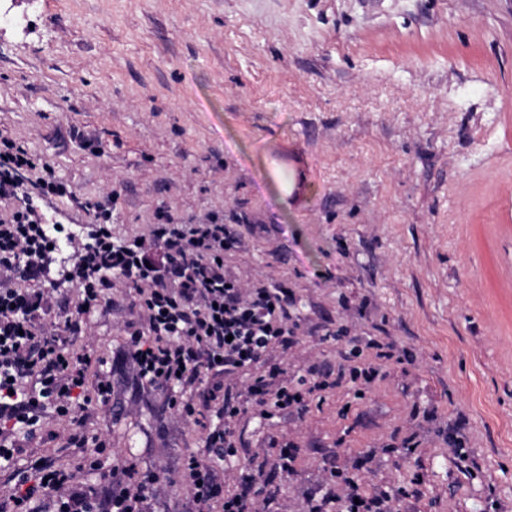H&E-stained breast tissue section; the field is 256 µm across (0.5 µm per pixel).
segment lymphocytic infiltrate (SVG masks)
I'll list each match as a JSON object with an SVG mask.
<instances>
[{
	"mask_svg": "<svg viewBox=\"0 0 512 512\" xmlns=\"http://www.w3.org/2000/svg\"><path fill=\"white\" fill-rule=\"evenodd\" d=\"M37 164L22 147L0 145V200L12 201L0 217V468L11 465L23 448L17 436L37 426L46 410L72 416L69 441L87 442L77 414L91 401L109 403L112 383L88 385L90 353L64 349V337L78 330L84 315L101 306L110 289L134 294L137 320L128 331L124 355L139 384L166 392L196 384L216 405L217 426L204 438L205 452L189 457L182 478L192 496L191 512H255L253 476L241 490L227 493L213 458L235 445L233 424L242 405L256 417L302 410L301 392L290 390L273 362L277 350L293 342L292 298L267 284L251 288L227 270L224 254L243 240L226 224H154L130 242L114 241L112 214L96 206L91 238L67 234L71 263L55 269V244L45 231L38 201L73 198L70 186L52 172L37 174ZM76 288L72 309L50 319L60 284ZM267 366L246 395L236 394L234 378ZM72 473L49 460L32 470H13L0 493V512H42L39 503L56 498L58 512H97L88 496L72 492ZM399 501L386 489L365 491L354 479L327 490L308 512H398Z\"/></svg>",
	"mask_w": 512,
	"mask_h": 512,
	"instance_id": "1",
	"label": "lymphocytic infiltrate"
}]
</instances>
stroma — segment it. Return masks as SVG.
Segmentation results:
<instances>
[{
	"instance_id": "1",
	"label": "stroma",
	"mask_w": 512,
	"mask_h": 512,
	"mask_svg": "<svg viewBox=\"0 0 512 512\" xmlns=\"http://www.w3.org/2000/svg\"><path fill=\"white\" fill-rule=\"evenodd\" d=\"M4 12L0 141L110 208L116 240L164 213L233 225L244 248L226 265L293 295L295 342L275 355L290 386L313 365L337 377L368 340L389 347L367 360L371 387L242 415L225 489L274 437L298 454L257 480L258 512H307L370 450L358 479L395 490L404 512H512V0H0ZM109 297L65 339L113 386L84 413L86 447L50 410L15 466L52 458L102 502L95 457L150 482L145 512H189L182 462L203 431L134 381L133 296Z\"/></svg>"
}]
</instances>
